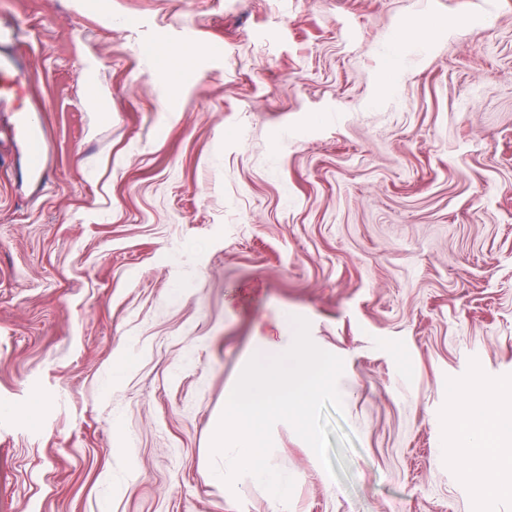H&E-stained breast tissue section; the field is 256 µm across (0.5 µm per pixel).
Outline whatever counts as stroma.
<instances>
[{
  "label": "stroma",
  "instance_id": "obj_1",
  "mask_svg": "<svg viewBox=\"0 0 512 512\" xmlns=\"http://www.w3.org/2000/svg\"><path fill=\"white\" fill-rule=\"evenodd\" d=\"M1 13L51 152L36 189L0 141V512H273L206 449L286 315L344 362L331 469L272 434L287 512H512L448 412L512 388V0Z\"/></svg>",
  "mask_w": 512,
  "mask_h": 512
}]
</instances>
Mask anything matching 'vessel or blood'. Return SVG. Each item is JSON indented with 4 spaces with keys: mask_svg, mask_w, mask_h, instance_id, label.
<instances>
[{
    "mask_svg": "<svg viewBox=\"0 0 512 512\" xmlns=\"http://www.w3.org/2000/svg\"><path fill=\"white\" fill-rule=\"evenodd\" d=\"M27 39L28 33L21 22L0 17V110H10L11 132L25 154L21 177L41 185L47 175V131L41 118V108L36 104L24 107L13 104L28 82L25 57L20 52Z\"/></svg>",
    "mask_w": 512,
    "mask_h": 512,
    "instance_id": "obj_1",
    "label": "vessel or blood"
}]
</instances>
